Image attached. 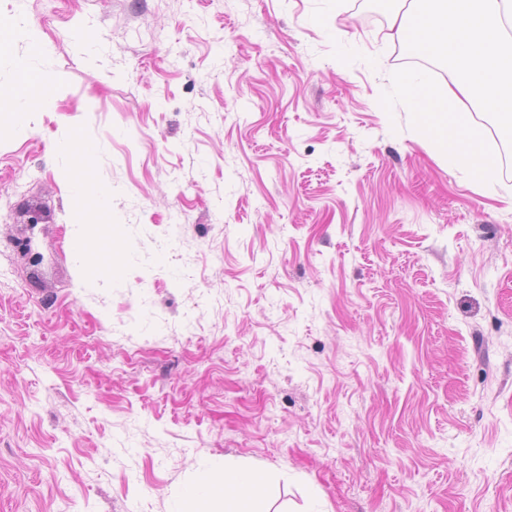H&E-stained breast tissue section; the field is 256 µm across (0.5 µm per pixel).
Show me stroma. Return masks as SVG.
<instances>
[{
	"label": "stroma",
	"instance_id": "obj_1",
	"mask_svg": "<svg viewBox=\"0 0 512 512\" xmlns=\"http://www.w3.org/2000/svg\"><path fill=\"white\" fill-rule=\"evenodd\" d=\"M390 17L0 0L38 38L0 97L54 87L0 124V512H210L227 468L268 512H512V167L475 184L384 110ZM20 72L22 75V84L15 92L14 98L11 101V111L4 112L2 111V109L0 110L1 124L3 122L2 114H10L11 116H15L16 114H18L17 112H22L27 108H30L27 100L31 98L41 97L42 89L46 84L51 86V93L49 96L42 99L41 105L47 108L51 103V99H49L52 96L51 81L44 74L35 72L31 70L28 66H23L20 69ZM36 87H40V90L33 94L30 93L32 89Z\"/></svg>",
	"mask_w": 512,
	"mask_h": 512
}]
</instances>
